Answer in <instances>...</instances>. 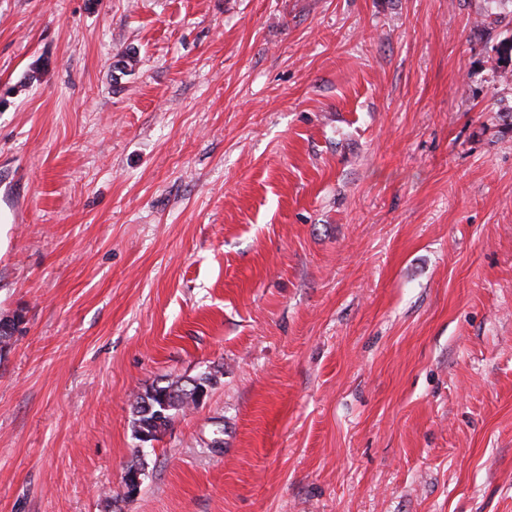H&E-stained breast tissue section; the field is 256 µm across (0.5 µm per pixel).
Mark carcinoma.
Masks as SVG:
<instances>
[{"label":"carcinoma","mask_w":512,"mask_h":512,"mask_svg":"<svg viewBox=\"0 0 512 512\" xmlns=\"http://www.w3.org/2000/svg\"><path fill=\"white\" fill-rule=\"evenodd\" d=\"M211 382L208 376L200 377L190 384L171 380L165 386H153L134 400L133 428L135 437L143 440V435L157 438L172 423L176 414L190 407L191 392Z\"/></svg>","instance_id":"obj_1"}]
</instances>
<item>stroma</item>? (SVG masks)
Returning <instances> with one entry per match:
<instances>
[{
	"label": "stroma",
	"mask_w": 512,
	"mask_h": 512,
	"mask_svg": "<svg viewBox=\"0 0 512 512\" xmlns=\"http://www.w3.org/2000/svg\"><path fill=\"white\" fill-rule=\"evenodd\" d=\"M511 36L0 0V512H512ZM205 372L140 443L136 394Z\"/></svg>",
	"instance_id": "obj_1"
}]
</instances>
